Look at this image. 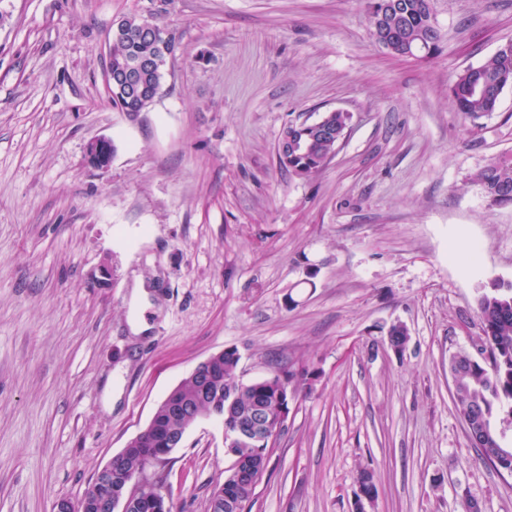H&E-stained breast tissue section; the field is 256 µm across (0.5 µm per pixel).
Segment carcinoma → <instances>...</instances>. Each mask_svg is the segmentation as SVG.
Returning a JSON list of instances; mask_svg holds the SVG:
<instances>
[{
  "mask_svg": "<svg viewBox=\"0 0 512 512\" xmlns=\"http://www.w3.org/2000/svg\"><path fill=\"white\" fill-rule=\"evenodd\" d=\"M372 35L389 53L403 54L407 41L426 39L433 44L436 54L441 42L440 31L432 32L428 25L433 20L431 0H398V9L379 17L369 12ZM147 19L127 15L115 25L108 45L106 77L112 92V103L130 114L143 112L160 95L167 67V54L177 42L176 34L154 25V31L143 32ZM480 87L482 92L474 93ZM512 88V43L500 46L488 59L459 74L449 87L457 109L468 116L491 114L498 110L504 91ZM351 116L347 112H324L313 124L295 127L303 148H288V159L279 164L297 179H306L317 173L336 153V134L349 129ZM472 182L481 186L493 205L512 204V155L499 156L476 172ZM483 324L485 351L496 366L491 370L477 363L470 369L467 392L457 398L459 409L470 401L482 413L488 432L481 448L482 455L496 469L512 474V448H503L492 428L495 417L506 410L512 421V283H495L484 288L478 300ZM240 357L224 353L213 358L209 381L210 398L198 400V381L187 377L172 390V395L183 401H199L196 417H209L214 407L224 409L234 405L235 419H245L260 405L265 419L276 420L282 402L278 395L281 377L291 380L294 374L285 372L251 383L238 379ZM155 429L161 435L183 434L194 422L192 418L169 413L167 402H160L152 416ZM239 469L224 471L221 482L224 497L213 496L212 512H243L255 486L262 478L268 455V445L260 440L244 438L233 447Z\"/></svg>",
  "mask_w": 512,
  "mask_h": 512,
  "instance_id": "cac0c4a2",
  "label": "carcinoma"
}]
</instances>
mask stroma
Masks as SVG:
<instances>
[{"label":"stroma","instance_id":"stroma-1","mask_svg":"<svg viewBox=\"0 0 512 512\" xmlns=\"http://www.w3.org/2000/svg\"><path fill=\"white\" fill-rule=\"evenodd\" d=\"M370 0H0V512H54L210 355L297 394L244 512H512V474L475 448L448 376L484 344L478 298L512 282V206L472 176L512 154V89L458 112L448 87L512 41V0H432L426 60L372 38ZM175 30L163 94L114 108L108 36ZM352 116L297 180L283 127ZM105 137L107 168L85 161ZM110 266L107 287L93 279ZM152 286L131 304L135 279ZM145 318L134 335L129 321ZM409 341L391 349V324ZM232 464L192 423L149 467L173 512H210Z\"/></svg>","mask_w":512,"mask_h":512}]
</instances>
